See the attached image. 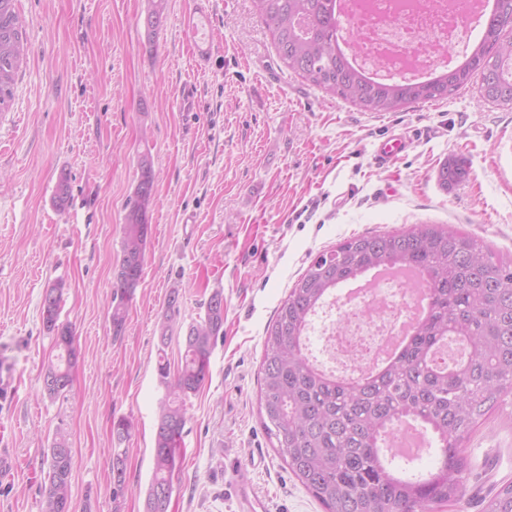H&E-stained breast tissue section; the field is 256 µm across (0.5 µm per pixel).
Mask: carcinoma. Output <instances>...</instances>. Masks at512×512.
<instances>
[{"label":"carcinoma","mask_w":512,"mask_h":512,"mask_svg":"<svg viewBox=\"0 0 512 512\" xmlns=\"http://www.w3.org/2000/svg\"><path fill=\"white\" fill-rule=\"evenodd\" d=\"M16 0H0V112L28 47ZM265 20L280 61L330 95L367 112H396L407 105L448 97L481 73L482 100L512 107V40L500 41L501 16L512 4L496 0L487 33L470 56L427 82L376 81L354 67L342 47L336 0H252ZM166 0H151L144 20L153 41L166 15ZM139 177L129 198L122 258L112 281V330H124L127 307L138 287L151 233L149 208L156 174L149 152L138 160ZM469 164L450 155L438 168L443 189L467 181ZM71 199L67 177L56 184L53 204ZM379 265L416 266L427 279L429 310L401 354L376 373L339 378L311 362L305 339L317 309L337 288L364 277ZM64 285L47 286L42 319L53 335L55 360L45 372L65 373L51 397L71 386L77 353L71 327L59 322ZM224 326V297L213 293L201 320L189 324L177 373L165 347L168 326L160 328L157 375L165 389L154 439V467L145 512H168L179 469L187 422L186 400L205 382L215 339ZM259 411L276 451L324 512H430L459 501L467 482L463 444L488 413L512 397V261L452 227L415 225L397 233L352 237L318 256L294 284L266 329L261 363ZM407 421L420 425L438 452L435 470L417 478L393 465L416 460L399 448L395 432ZM64 435L50 452L43 512H63L56 498L71 499L72 449ZM113 494L123 491V452L112 449ZM483 512H512V482L493 485Z\"/></svg>","instance_id":"obj_1"}]
</instances>
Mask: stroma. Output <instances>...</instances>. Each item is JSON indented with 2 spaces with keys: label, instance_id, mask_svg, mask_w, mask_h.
<instances>
[{
  "label": "stroma",
  "instance_id": "1",
  "mask_svg": "<svg viewBox=\"0 0 512 512\" xmlns=\"http://www.w3.org/2000/svg\"><path fill=\"white\" fill-rule=\"evenodd\" d=\"M194 0H167L147 40L149 0H17L28 54L0 112V512H42L49 450H72L73 512H144L165 395L156 370L171 289L179 316L166 349L178 367L189 323L213 292L224 327L199 391L186 402L180 469L168 512H238L248 482L267 512H324L278 457L258 414L264 335L312 260L362 234L448 224L512 260V110L480 101L479 76L447 98L372 113L325 94L277 58L252 0H215V54L196 63L183 33ZM410 140L390 166L375 148ZM156 173L152 231L122 336L112 334V280L138 158ZM466 182L443 190L448 155ZM72 204L52 201L60 176ZM64 282L62 323L78 359L73 387L51 398L41 375L55 353L43 327L48 284ZM129 419L117 441L112 423ZM125 490L113 493L114 447ZM461 501L479 512L493 482L512 481V404L464 444ZM468 177L469 164L462 156L450 155L438 168V182L446 191L467 181Z\"/></svg>",
  "mask_w": 512,
  "mask_h": 512
}]
</instances>
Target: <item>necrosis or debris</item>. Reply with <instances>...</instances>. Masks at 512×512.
I'll list each match as a JSON object with an SVG mask.
<instances>
[{
	"instance_id": "4bbe7bcc",
	"label": "necrosis or debris",
	"mask_w": 512,
	"mask_h": 512,
	"mask_svg": "<svg viewBox=\"0 0 512 512\" xmlns=\"http://www.w3.org/2000/svg\"><path fill=\"white\" fill-rule=\"evenodd\" d=\"M348 15L359 35L350 59L376 80L403 75L432 77L453 47L471 40L466 17L488 0H350ZM406 283L388 279L342 301L327 299L319 336L329 363L345 376L364 370L378 355L397 322L411 312Z\"/></svg>"
}]
</instances>
